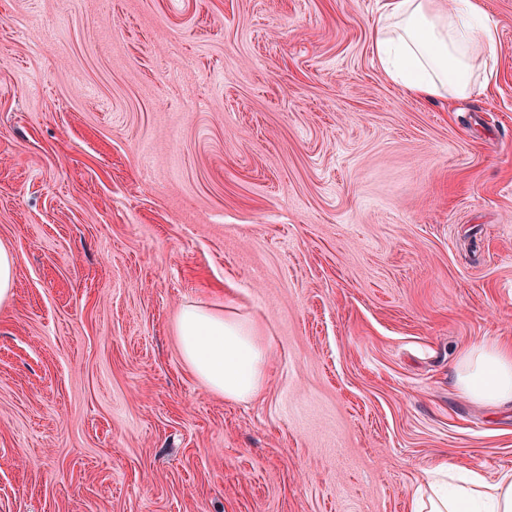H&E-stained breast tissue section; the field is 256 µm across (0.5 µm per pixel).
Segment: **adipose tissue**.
Wrapping results in <instances>:
<instances>
[{
  "label": "adipose tissue",
  "mask_w": 512,
  "mask_h": 512,
  "mask_svg": "<svg viewBox=\"0 0 512 512\" xmlns=\"http://www.w3.org/2000/svg\"><path fill=\"white\" fill-rule=\"evenodd\" d=\"M484 17L479 0H384L372 49L405 91L463 98L499 52L496 29ZM175 335L184 362L209 391L231 402L263 392L267 344L231 307L186 306ZM455 380L473 401L512 403V348L494 339L469 348L457 359ZM411 512H512V471L490 480L433 464L413 491Z\"/></svg>",
  "instance_id": "1"
}]
</instances>
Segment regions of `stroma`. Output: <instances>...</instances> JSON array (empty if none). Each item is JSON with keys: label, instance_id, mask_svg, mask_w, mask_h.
<instances>
[{"label": "stroma", "instance_id": "stroma-1", "mask_svg": "<svg viewBox=\"0 0 512 512\" xmlns=\"http://www.w3.org/2000/svg\"><path fill=\"white\" fill-rule=\"evenodd\" d=\"M463 99L379 66L381 0H0V512H410L512 471V0ZM265 336L259 398L184 363L189 304ZM16 257L14 253L0 246V304L8 301L14 291ZM455 380L460 392L473 401L512 403V348L496 339L469 348L457 359Z\"/></svg>", "mask_w": 512, "mask_h": 512}]
</instances>
